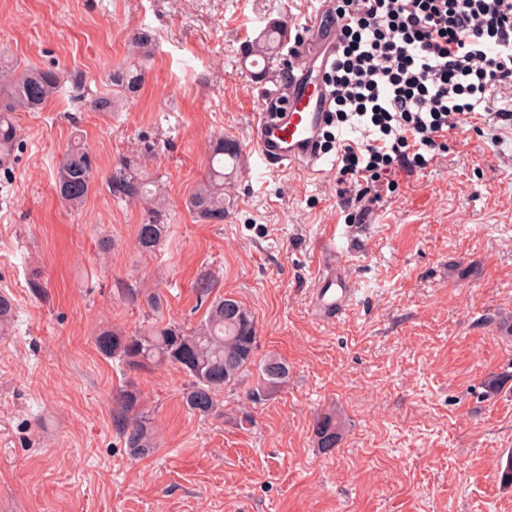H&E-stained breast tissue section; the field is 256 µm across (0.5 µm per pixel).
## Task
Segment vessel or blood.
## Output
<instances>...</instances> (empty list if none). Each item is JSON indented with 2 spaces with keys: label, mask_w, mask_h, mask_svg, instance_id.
Instances as JSON below:
<instances>
[{
  "label": "vessel or blood",
  "mask_w": 512,
  "mask_h": 512,
  "mask_svg": "<svg viewBox=\"0 0 512 512\" xmlns=\"http://www.w3.org/2000/svg\"><path fill=\"white\" fill-rule=\"evenodd\" d=\"M336 52V30L319 24L303 51L297 69L289 71L280 90L265 98L252 123L256 159L271 169L300 168L321 174L324 163L319 148L327 117L325 71ZM353 290L341 269L326 268L313 303L326 317L341 316L351 303Z\"/></svg>",
  "instance_id": "1"
}]
</instances>
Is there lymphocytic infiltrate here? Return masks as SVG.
Listing matches in <instances>:
<instances>
[{
  "label": "lymphocytic infiltrate",
  "instance_id": "1",
  "mask_svg": "<svg viewBox=\"0 0 512 512\" xmlns=\"http://www.w3.org/2000/svg\"><path fill=\"white\" fill-rule=\"evenodd\" d=\"M332 19L331 120L365 129L336 145L340 195L394 189L475 115L512 120V0H336Z\"/></svg>",
  "mask_w": 512,
  "mask_h": 512
}]
</instances>
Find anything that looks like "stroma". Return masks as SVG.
<instances>
[{"label": "stroma", "mask_w": 512, "mask_h": 512, "mask_svg": "<svg viewBox=\"0 0 512 512\" xmlns=\"http://www.w3.org/2000/svg\"><path fill=\"white\" fill-rule=\"evenodd\" d=\"M321 4L0 0V57L61 79L18 113L0 170V294L15 305L0 334V512H512V122L472 120L394 192L349 208L332 151L316 177L238 164L223 223L187 206L216 140L249 148L259 102L299 61L280 53L255 77L249 41L274 21L310 39ZM137 33L153 53L130 92L111 75L133 65ZM101 98L111 111L94 109ZM76 142L97 175L73 209L54 185ZM125 159L165 198L150 253L137 247L143 204L106 190ZM327 236L355 289L335 319L311 304ZM202 278L257 324L253 366L207 416L184 405L178 366L134 368L96 343L157 321L195 328ZM271 357L288 380L251 402ZM491 374L504 382L487 396ZM125 389L155 431L144 458L113 426ZM332 409L344 433L326 454L313 421Z\"/></svg>", "instance_id": "stroma-1"}]
</instances>
